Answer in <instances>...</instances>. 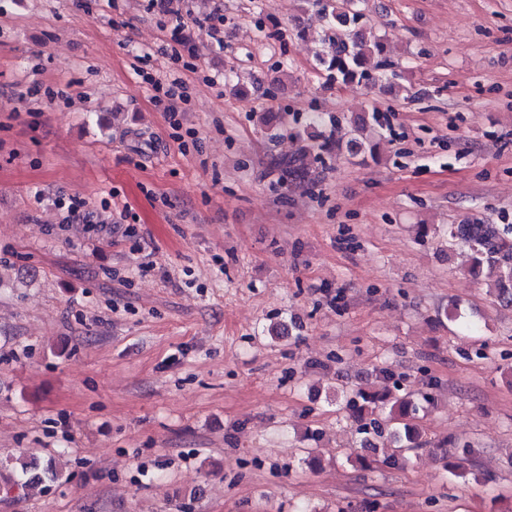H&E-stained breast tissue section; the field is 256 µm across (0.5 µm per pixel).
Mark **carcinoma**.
<instances>
[{"label":"carcinoma","instance_id":"cac0c4a2","mask_svg":"<svg viewBox=\"0 0 512 512\" xmlns=\"http://www.w3.org/2000/svg\"><path fill=\"white\" fill-rule=\"evenodd\" d=\"M316 8L324 21L316 39L320 50L316 53V71L325 82L346 86L363 84L373 86V71L391 66L380 59L384 44L379 37L366 36L364 0H304ZM353 137L345 143L350 155L376 153L379 142L372 133L382 127L381 113L374 110L369 116L347 120ZM300 139L305 145L286 156L281 166L284 173L299 181L312 180L313 170L308 163L310 148L330 151L340 142L324 135L315 124L307 126ZM448 244L461 249L462 271L485 283L496 301L512 307V224H453L448 227ZM463 333L479 340L483 326L479 320L456 306L445 313ZM382 386L378 389L358 388L345 391L341 404L359 423L361 446L385 449L383 463L397 466L408 459V453L427 444L426 431L417 424L419 413L434 404V397L424 393L415 398L403 392L394 374L381 369ZM66 461H51L42 466L35 460H0V480L7 486H18L30 494L39 493L47 482H58L65 477Z\"/></svg>","mask_w":512,"mask_h":512}]
</instances>
